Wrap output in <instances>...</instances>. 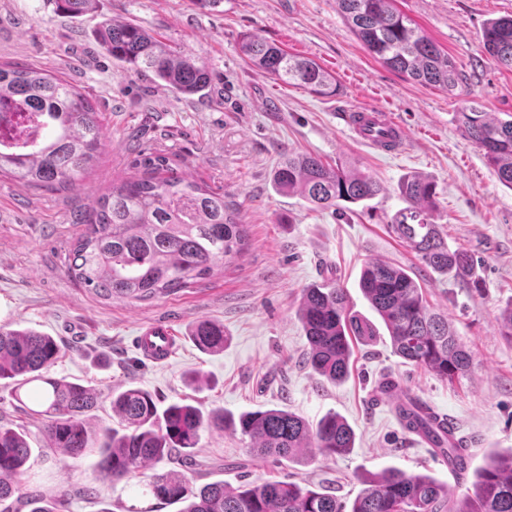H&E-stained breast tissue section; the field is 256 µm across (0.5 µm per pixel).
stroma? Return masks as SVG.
I'll return each mask as SVG.
<instances>
[{
  "label": "stroma",
  "mask_w": 512,
  "mask_h": 512,
  "mask_svg": "<svg viewBox=\"0 0 512 512\" xmlns=\"http://www.w3.org/2000/svg\"><path fill=\"white\" fill-rule=\"evenodd\" d=\"M453 60V90L419 84L370 55L337 11L336 0H98L79 19L55 15L48 0H0V62L28 64L63 75L101 113L105 146L75 189H29L0 179V325L54 336L63 353L51 377L76 380L103 393L127 386L150 391L160 406L190 403L236 416L278 406L317 423L334 413L355 432V445L333 460L307 457L277 463L251 450L248 437L203 431L189 465L162 463L196 484L221 480H288L323 487L352 502L368 473L397 468L448 485L455 499L475 493L456 483L400 425L393 403L378 395L384 374L409 397L450 418L471 441V464L512 452V340L499 317L512 305V189L488 166L482 149L455 121L477 102L487 112H512V71L483 49L487 20L512 16V0H396ZM143 25L163 43L202 60L213 76L208 98L188 99L148 77L113 67L92 33L105 19ZM255 34L288 53L316 60L339 91L323 97L257 70L238 51ZM389 111L409 136L396 155L379 153L349 134L340 112ZM177 160L189 179L224 194L247 234L244 252L213 276L150 301L103 300L76 287L64 264L84 227L71 212L134 174V146ZM310 153L352 164L378 180L373 199L315 209L302 197L277 192L272 169L284 153ZM421 176L437 186L431 220L449 246L466 248L474 272L448 278L430 272L391 224L404 208L402 183ZM372 259L417 275L427 301L447 315L473 356L470 371L448 382L405 363L392 351L385 326L359 280ZM331 280L351 309L377 323V334L353 346L340 383L306 365L308 342L298 318L305 288ZM223 325V352L201 351L193 323ZM164 323L176 336L166 363L145 360L137 331ZM33 387L14 393L0 384V423L26 432L32 449L24 481L68 501L66 512H178L145 491L146 475L129 483L102 479L97 452L74 457L47 449Z\"/></svg>",
  "instance_id": "obj_1"
}]
</instances>
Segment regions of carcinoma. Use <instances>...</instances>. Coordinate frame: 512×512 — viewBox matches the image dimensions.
I'll return each instance as SVG.
<instances>
[{
	"label": "carcinoma",
	"instance_id": "obj_1",
	"mask_svg": "<svg viewBox=\"0 0 512 512\" xmlns=\"http://www.w3.org/2000/svg\"><path fill=\"white\" fill-rule=\"evenodd\" d=\"M97 0H49L53 11L79 18L95 9ZM344 21L363 47L384 65L421 84L448 90L458 74L447 53L395 7V0H336ZM94 41L104 55L124 71L147 74L186 98L204 95L211 78L198 57L172 48L145 27L126 21L103 20ZM486 54L497 66L512 71V17L488 22L482 31ZM240 52L262 73L299 85L320 96L338 92L336 80L317 62L285 52L253 35L239 44ZM36 114L41 136L14 148H0V175L43 189L74 185L94 164L103 146L100 112L86 95L61 76L21 64H0V127L18 128L15 114ZM460 126L485 151L498 180L512 188V113L492 114L476 104L458 113ZM141 172L98 199L79 214L85 231L67 256V274L101 299L146 301L175 294L215 268L235 259L245 246L244 226L224 205V194L188 179L182 168L158 152L137 151ZM275 189L297 194L318 208L341 202L358 203L378 195L381 184L354 167H333L312 154H283L273 171ZM406 207L393 231L420 260L440 275L466 277L472 258L452 248L439 225L430 221L435 184L414 178L402 184ZM359 286L383 321L393 352L406 362L452 381L467 374L472 355L448 323L430 309L416 279L403 268L382 260L368 262ZM299 319L308 342L312 370L336 383L349 372L354 341L375 335L371 323L352 314L343 289L323 283L304 290ZM192 339L206 352L224 350V327L198 322ZM62 348L51 336L31 329L0 326V381L14 390L34 383L47 448L80 456L97 449L98 467L114 482L177 456H189L201 432L231 431L250 438L258 456L295 461L311 452L326 460L346 454L354 432L335 414L314 426L284 408L248 411L234 418L222 410L204 414L191 404L160 408L152 394L129 387L110 395L112 412L124 432L96 430L88 421L102 393L66 379L48 376ZM404 429L435 435L437 416L422 413L420 401L407 397L397 410ZM31 448L26 434L0 424V504L29 512H59L65 499L43 505L28 492L21 476ZM475 498L452 501L448 487L427 474H407L387 468L371 474L346 505L336 496L301 487L296 482L264 481L231 487L222 482L198 486L172 471L155 472L147 487L152 495L179 512H512V454L493 459L474 472Z\"/></svg>",
	"mask_w": 512,
	"mask_h": 512
}]
</instances>
